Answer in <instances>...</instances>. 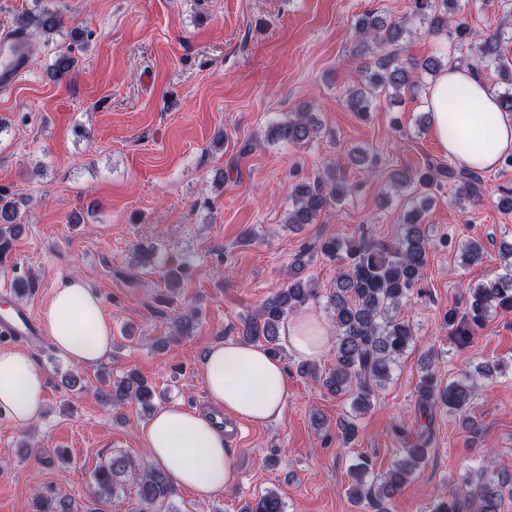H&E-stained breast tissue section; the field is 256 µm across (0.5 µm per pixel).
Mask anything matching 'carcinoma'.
<instances>
[{"mask_svg": "<svg viewBox=\"0 0 512 512\" xmlns=\"http://www.w3.org/2000/svg\"><path fill=\"white\" fill-rule=\"evenodd\" d=\"M410 9L412 16L427 25L428 33L444 34L451 38L454 48L466 49L465 65L472 71L493 66L500 72L506 88L498 94V103L502 111L512 112V67L499 52V34L484 35L458 18V0H410ZM355 29L359 51L369 54L371 62L363 67L361 84L346 92V104L353 112H371L373 101L382 94L389 104H399L405 90L418 86L416 74L436 77L455 63L448 55L403 62L400 59L402 41L409 33L403 22H389L367 13L358 20ZM36 31L43 35L63 34L60 13L46 6L34 15L21 17L15 29L25 38ZM74 64L68 46L55 56L50 68L51 77L63 79L71 73ZM319 133L320 127L305 106L268 129V137L290 144L305 143ZM392 180L398 186L412 184L425 188L421 196L413 198L412 205L404 213V233L396 247L370 240L351 244L336 237L324 240L320 247L325 257L341 260L342 267L328 296L336 324V363L319 382L329 393L351 394L355 410L371 405L374 387L390 379L397 360L414 340L411 325L395 311L410 296L426 270L428 239L422 229V220L433 202V196L426 189L439 187L445 181L454 182L472 201L479 200L484 192L482 178L477 172L432 161L416 172H394ZM347 194L345 179L337 174L336 168L326 167L313 180L292 186L293 207L287 213L285 223L312 224L327 208L342 202ZM17 218L16 203L0 192V257L9 251L13 237L20 232ZM502 255L506 272L469 289L462 307L448 310L449 333L461 346L469 344L484 327L491 310H512V243L503 246ZM318 294L313 283L292 277L288 285L268 297L255 314L244 317L243 340L247 343L262 340L266 350L272 356H278L279 332L288 314ZM500 372L499 363L479 365L475 372L461 373L443 389L437 388L432 373H425L418 392L419 416L426 419V424L408 447L399 449L400 458L385 474L374 475L373 461L368 457L359 458L352 476V498L359 503L367 502L372 512H391L395 496L427 459L430 423L436 410L444 408L448 415L460 419L463 426L474 427L468 408L476 376L488 378ZM104 396L114 406L133 400L149 415L156 409L154 400L158 393L131 375L113 383ZM487 471L486 466L476 470L465 492L452 489L436 499L431 512H501L505 494L512 495V474L500 472L489 477ZM130 479L137 486L139 508L135 512L169 510V501L176 494L170 477L155 467L136 476L124 458H112L96 470L94 480L99 499L112 498ZM33 512L75 510L65 499L38 495L33 501ZM241 512H284V503L278 493L268 491L253 504L244 505Z\"/></svg>", "mask_w": 512, "mask_h": 512, "instance_id": "1", "label": "carcinoma"}]
</instances>
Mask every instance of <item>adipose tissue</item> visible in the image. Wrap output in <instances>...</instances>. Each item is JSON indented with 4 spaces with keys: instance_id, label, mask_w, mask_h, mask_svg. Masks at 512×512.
<instances>
[{
    "instance_id": "1",
    "label": "adipose tissue",
    "mask_w": 512,
    "mask_h": 512,
    "mask_svg": "<svg viewBox=\"0 0 512 512\" xmlns=\"http://www.w3.org/2000/svg\"><path fill=\"white\" fill-rule=\"evenodd\" d=\"M434 134L450 158L471 170L494 168L512 154V114L468 69L451 66L427 93ZM43 322L56 351L78 364H95L112 349V328L100 300L79 277L51 295ZM282 335L296 358H320L333 343L329 325L311 313L286 320ZM210 405L255 424L279 419L288 403V381L278 360L254 344L227 340L204 361ZM47 386L45 373L22 350L0 351V413L20 428L36 422ZM155 467L202 498L224 490L236 478L234 455L208 412L177 405L159 408L146 431Z\"/></svg>"
}]
</instances>
